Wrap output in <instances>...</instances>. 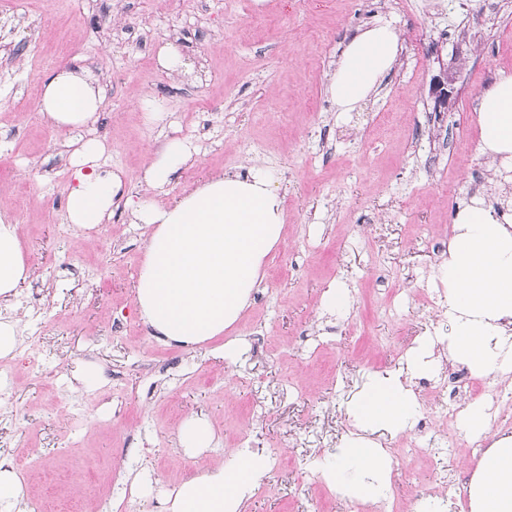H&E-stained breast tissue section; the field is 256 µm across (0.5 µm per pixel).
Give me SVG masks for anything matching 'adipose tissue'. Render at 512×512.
I'll return each instance as SVG.
<instances>
[{
    "mask_svg": "<svg viewBox=\"0 0 512 512\" xmlns=\"http://www.w3.org/2000/svg\"><path fill=\"white\" fill-rule=\"evenodd\" d=\"M398 50L391 25L369 28L343 50L328 91L338 111L349 112L365 100L387 73ZM106 105L104 88L85 67L55 70L43 84L38 109L60 130L70 131L74 183L67 199V220L78 231L108 223L123 196L121 177L101 168L105 147L90 132ZM481 152L512 163V73L499 71L478 102ZM194 149L181 138L167 139L142 176L165 190L192 159ZM135 218L150 227L138 270L135 304L156 340L182 347L218 341L217 352L234 362L238 341L224 340L262 285L261 271L279 243L282 200L263 171L248 179L206 180L170 204L131 203ZM455 235L437 276L448 290L447 336L419 341L407 374L380 378L349 408L358 428L325 470L328 480L349 478V493L360 499L378 494L387 474L385 454L366 439L363 429L383 424L409 428L418 409L411 379L434 373L444 346L449 359L477 374L512 366V342L503 334L512 319V228L474 206L458 210ZM31 274L16 226L0 216V301L15 297ZM267 460L250 449H235L228 463L183 480L166 493L168 512H239ZM478 512H512V440L502 442L482 464Z\"/></svg>",
    "mask_w": 512,
    "mask_h": 512,
    "instance_id": "1",
    "label": "adipose tissue"
}]
</instances>
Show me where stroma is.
Returning a JSON list of instances; mask_svg holds the SVG:
<instances>
[{"label":"stroma","mask_w":512,"mask_h":512,"mask_svg":"<svg viewBox=\"0 0 512 512\" xmlns=\"http://www.w3.org/2000/svg\"><path fill=\"white\" fill-rule=\"evenodd\" d=\"M0 202L18 226L33 276L0 313L20 320L23 341L0 407V459L16 474L27 512H164L167 490L251 448L268 469L245 512H374L322 474L354 431L348 406L374 381L403 371L402 354L445 335L448 308L433 247L458 208L512 210V177L478 149V96L512 71V0H0ZM390 24L398 52L377 89L341 113L326 91L348 40ZM131 26L156 48L171 43L191 64L166 73L154 52L113 38ZM83 66L107 87L95 135L104 168L133 199L164 203L209 174L265 171L283 199L282 242L232 335L234 363L211 345L151 338L134 302L147 230L118 206L85 233L67 221V133L41 119L45 79ZM455 78L450 111L436 115L430 87ZM165 106L145 122L143 96ZM189 139L192 167L167 192L142 171L166 139ZM351 305L322 308L329 285ZM87 362L105 379L74 389ZM440 375L415 380L416 423L366 435L390 457L392 497L417 508L442 474L471 469L470 431L447 417L468 406ZM211 421L217 444L193 454L178 441L190 415ZM439 461L426 453L438 444ZM409 448L424 449L420 458ZM147 471L153 491L127 473Z\"/></svg>","instance_id":"obj_1"}]
</instances>
